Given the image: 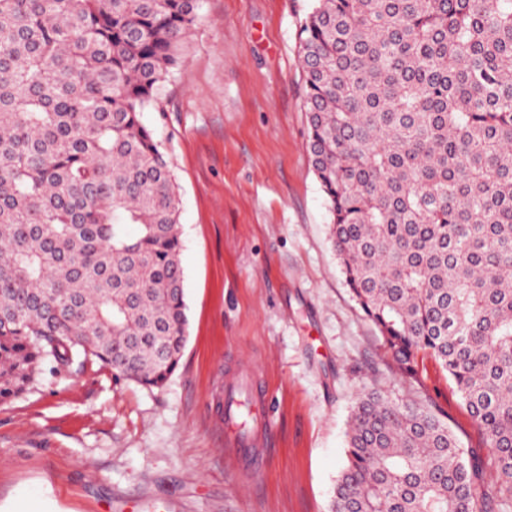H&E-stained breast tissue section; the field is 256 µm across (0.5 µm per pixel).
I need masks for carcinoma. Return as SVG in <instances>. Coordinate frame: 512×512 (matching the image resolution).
<instances>
[{"mask_svg": "<svg viewBox=\"0 0 512 512\" xmlns=\"http://www.w3.org/2000/svg\"><path fill=\"white\" fill-rule=\"evenodd\" d=\"M198 0H0V401L75 356L159 387L187 342L179 189L143 112ZM307 148L346 285L402 375L433 358L492 447L373 389L329 512L512 497V0H313ZM134 224V237L127 227Z\"/></svg>", "mask_w": 512, "mask_h": 512, "instance_id": "carcinoma-1", "label": "carcinoma"}]
</instances>
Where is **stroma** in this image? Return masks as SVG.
Masks as SVG:
<instances>
[{
    "mask_svg": "<svg viewBox=\"0 0 512 512\" xmlns=\"http://www.w3.org/2000/svg\"><path fill=\"white\" fill-rule=\"evenodd\" d=\"M312 0H199L144 113L179 186L188 340L160 388L90 362L0 402V512H328L346 423L380 388L493 451L431 358L403 377L351 298L307 150L299 27ZM268 389L263 473L224 463L228 379Z\"/></svg>",
    "mask_w": 512,
    "mask_h": 512,
    "instance_id": "1",
    "label": "stroma"
}]
</instances>
